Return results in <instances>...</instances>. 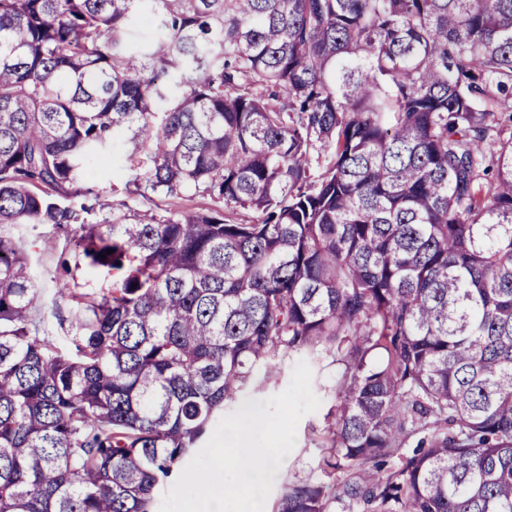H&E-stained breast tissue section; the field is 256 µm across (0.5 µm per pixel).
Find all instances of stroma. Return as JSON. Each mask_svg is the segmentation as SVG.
<instances>
[{
	"mask_svg": "<svg viewBox=\"0 0 512 512\" xmlns=\"http://www.w3.org/2000/svg\"><path fill=\"white\" fill-rule=\"evenodd\" d=\"M130 149L124 144H116L111 158L95 161L90 166L87 184L101 199L108 202L126 200V184L132 176L133 160ZM21 245L34 261L35 278L41 290L36 314L49 318V300L54 293L55 279L60 274L59 258L63 240L44 226H26L21 229ZM307 361L313 373L312 389L320 399L317 411L305 415L296 431V444L292 452L285 456L283 464L274 476V483L266 500L265 512H275L276 504L289 485L313 480L334 485L344 477L343 471L330 470L323 464L328 454L324 428L326 416L336 404V391L340 386L343 366L335 355L324 352L319 357L305 359L303 354H293L278 360L273 371L259 368L253 371L248 385L237 400L224 406L225 412H235L241 403H256L285 390L292 378L295 365Z\"/></svg>",
	"mask_w": 512,
	"mask_h": 512,
	"instance_id": "obj_1",
	"label": "stroma"
}]
</instances>
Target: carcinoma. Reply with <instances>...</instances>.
Wrapping results in <instances>:
<instances>
[{
  "instance_id": "carcinoma-1",
  "label": "carcinoma",
  "mask_w": 512,
  "mask_h": 512,
  "mask_svg": "<svg viewBox=\"0 0 512 512\" xmlns=\"http://www.w3.org/2000/svg\"><path fill=\"white\" fill-rule=\"evenodd\" d=\"M119 140L155 145L129 194L217 206L87 204ZM323 350L348 479L276 512H512V0H0V512H153L255 368ZM154 203H156L160 208L174 210H196L201 208H210L214 205L210 198L202 196L201 193H197L194 189L186 191L180 199L155 197ZM21 246L34 261L35 278L41 289L36 314L50 324V305L45 304L54 293L55 278L60 274L59 258L63 247V238L44 226H25L19 232Z\"/></svg>"
}]
</instances>
